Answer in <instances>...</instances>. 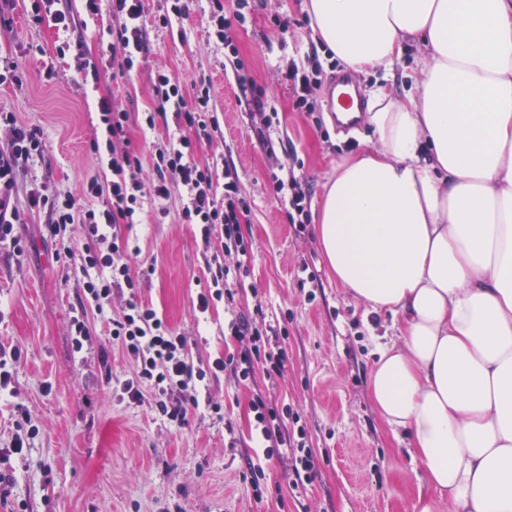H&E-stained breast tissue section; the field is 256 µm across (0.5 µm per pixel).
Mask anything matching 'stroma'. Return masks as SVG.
<instances>
[{
    "instance_id": "35a3bbf8",
    "label": "stroma",
    "mask_w": 512,
    "mask_h": 512,
    "mask_svg": "<svg viewBox=\"0 0 512 512\" xmlns=\"http://www.w3.org/2000/svg\"><path fill=\"white\" fill-rule=\"evenodd\" d=\"M164 0H149L144 22L146 52L125 76L93 84L82 60L110 64L112 0H101L98 14L86 13L81 0H59L71 18L69 31L52 21L32 23L24 4L10 11L8 30L0 31V55L17 66L19 79L0 85V109L37 127L44 156L25 169L22 189L46 183L61 195L79 194L84 182L110 172L92 151L104 139L97 102L115 98L131 112L154 109L155 71L179 79L185 93L194 83L211 86L220 129L197 153L199 162L223 170L236 166L251 210L244 230L253 242L246 258L250 274L232 309L215 302L197 319L193 301L208 278L206 251L196 225L181 218L182 190L172 187L160 204L145 203L142 221L122 229L139 253L128 260L138 279L135 294H114L112 315L130 297L153 308L181 334L196 366L208 367L238 348L224 332L230 311L252 314L262 307L267 323H282L287 335L271 346L283 349L282 376L263 373L244 381L231 372L207 376L199 408L182 427L164 423L149 402L120 398L116 385L133 371L131 359L113 345L106 322L87 310L83 278L77 270L85 242L82 225L68 229L71 254L47 237V211L21 209L17 231L28 244L22 255L0 250V343L25 352L18 369L16 397L0 402V448L14 430L15 408L27 409L38 433L25 457L11 458V494L0 512H418L430 494L404 431H393L369 396V375L382 345L398 338L391 314L374 311L339 287L323 258L316 224L295 231L268 183L271 161L250 128L248 105L224 57V46L208 26L210 0H189L188 14L162 28L154 14ZM287 21V30L273 18ZM239 57L279 113L273 140L291 146L304 166L311 205L319 207L322 187L346 140L357 150L372 147L366 123L352 135L338 133L320 88L315 115L298 112L276 70L303 62L310 51L326 57L312 38L304 0H255L252 21L233 26ZM70 42L66 53L58 45ZM425 51L408 41L391 71L357 74L363 93L386 87L396 98L409 94L410 75L418 73ZM316 275L312 290L302 289V266ZM86 310L90 338L82 352L71 346V318ZM293 404L306 428L314 477L303 497H294L293 462L280 451L266 463L269 490L255 498L243 477L245 461L256 449L250 402L255 394ZM223 407L211 414L207 402Z\"/></svg>"
}]
</instances>
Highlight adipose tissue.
I'll return each instance as SVG.
<instances>
[{"label": "adipose tissue", "mask_w": 512, "mask_h": 512, "mask_svg": "<svg viewBox=\"0 0 512 512\" xmlns=\"http://www.w3.org/2000/svg\"><path fill=\"white\" fill-rule=\"evenodd\" d=\"M356 71L426 51L415 94L372 91L376 144L338 160L318 232L337 285L398 319L370 397L405 430L434 512H512V0H305Z\"/></svg>", "instance_id": "1"}]
</instances>
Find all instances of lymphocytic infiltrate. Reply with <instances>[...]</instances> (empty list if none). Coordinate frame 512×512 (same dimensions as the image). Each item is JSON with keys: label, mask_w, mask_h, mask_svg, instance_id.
I'll return each mask as SVG.
<instances>
[{"label": "lymphocytic infiltrate", "mask_w": 512, "mask_h": 512, "mask_svg": "<svg viewBox=\"0 0 512 512\" xmlns=\"http://www.w3.org/2000/svg\"><path fill=\"white\" fill-rule=\"evenodd\" d=\"M210 26L229 56L233 58L236 80L242 94L251 98L249 122L263 142L269 156L275 157L278 146L270 137V130L279 123L278 111L269 106L264 91L248 75L244 63L238 59V49L230 35L233 23H246L250 0H236L233 17L224 14L223 0H211ZM146 12L145 0H112V19L118 29L112 42V67L119 73L131 72L144 49L142 22ZM323 65L317 54H308L303 63H290L280 72L288 85L297 111L313 113L317 92L322 85ZM157 109L138 117L114 100L99 102L107 139L105 150L112 178L100 182L90 177L84 187L88 197L103 198L99 208L79 210L74 196L50 193L47 186L30 189L26 203L32 209H44L51 215L46 230L55 241H63L68 224L81 221L87 229L89 241L82 250L83 261L79 272L85 280V295L90 305L105 314L115 293L134 290L137 283L129 273L127 263L119 262L128 243L121 240L122 225L140 223L145 199L166 200L170 182H177L183 190L182 219L184 223L200 228L204 245L218 244L221 261L208 267L207 289L197 296L195 311L206 313L211 304L224 301L232 305L237 288L243 287L249 275L244 262L253 243L242 228L251 209L235 166L225 165L223 174H216L208 165L198 164L195 153L205 141L218 131L217 117L211 110L208 85L196 88L193 97H186L181 83L166 72H157L152 81ZM171 111L178 127L184 133L167 147L152 151L150 159L132 148L127 138L130 121H138L141 128H153L156 112ZM6 131V142L0 143V246L14 253H22L23 246L16 233L18 221L17 194L21 172L43 155L41 133L37 128L18 121L15 113L0 110V131ZM152 167L155 176L145 179V167ZM301 162L290 156L288 162L277 161L269 171L274 195L283 203L286 218L295 228H304L311 219V200L300 174ZM226 329L239 342L236 353L215 359L211 369L195 366L183 336L158 317L152 308L129 301L122 315L109 318L108 331L113 342L120 345L134 362L132 377L122 383V393L130 402H142L152 396L160 417L174 427L183 426L189 410L198 408L197 385L208 371H231L241 379L262 371L268 379L281 376L286 362L285 351H273L269 338L276 335L274 325L258 323L256 318L235 314L229 318ZM251 409L254 430L263 442L261 458L250 461L247 474L255 496H262L265 479L264 459L274 449H287L293 465V492L303 493L313 479L312 451L301 416L290 404L277 403L258 396ZM291 422L290 431H283L284 422Z\"/></svg>", "instance_id": "obj_1"}]
</instances>
